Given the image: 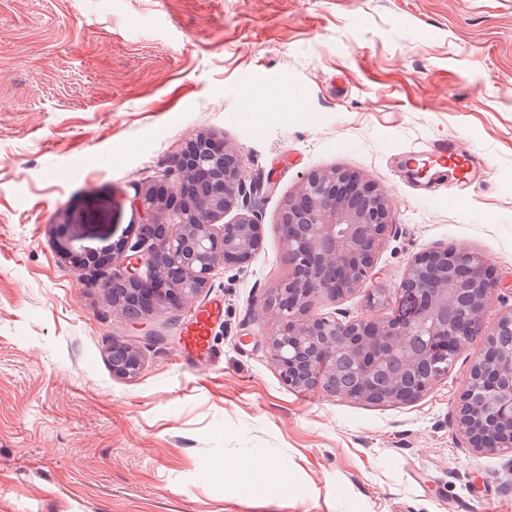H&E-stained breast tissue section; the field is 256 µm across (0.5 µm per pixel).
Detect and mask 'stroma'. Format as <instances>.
I'll return each mask as SVG.
<instances>
[{
  "instance_id": "obj_1",
  "label": "stroma",
  "mask_w": 512,
  "mask_h": 512,
  "mask_svg": "<svg viewBox=\"0 0 512 512\" xmlns=\"http://www.w3.org/2000/svg\"><path fill=\"white\" fill-rule=\"evenodd\" d=\"M201 133L237 151L263 246L153 316L170 339L116 377L112 343L138 330L85 256L136 239V190ZM439 139L480 158L467 188L399 167ZM333 168L392 201L389 302L314 312L394 315L407 265L447 246L489 260L488 321L511 310L512 0H0V512H512V455L455 424L474 347L406 404L295 389L270 359L258 310L291 273L277 220ZM215 298L216 356L182 364L181 328ZM233 460L288 482L242 484Z\"/></svg>"
}]
</instances>
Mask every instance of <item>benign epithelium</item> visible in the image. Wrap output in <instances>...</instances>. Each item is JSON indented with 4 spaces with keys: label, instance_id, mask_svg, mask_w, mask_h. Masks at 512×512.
<instances>
[{
    "label": "benign epithelium",
    "instance_id": "obj_1",
    "mask_svg": "<svg viewBox=\"0 0 512 512\" xmlns=\"http://www.w3.org/2000/svg\"><path fill=\"white\" fill-rule=\"evenodd\" d=\"M166 176L171 199L152 189L132 199L152 234L96 264L124 286L112 306L132 321L200 295L216 269L249 262L263 244L233 148L198 135ZM394 219L390 198L356 172L314 170L302 179L278 218L293 273L276 289L279 304L261 308L276 319L271 358L290 387L316 382L334 397L403 404L423 396L481 335L457 427L477 451L511 454L512 310L485 328L497 285L484 256L445 247L415 257L397 288L402 310L391 317L339 321L312 311L316 298L336 300L377 279V252ZM112 354L115 375L140 373L138 344L116 342Z\"/></svg>",
    "mask_w": 512,
    "mask_h": 512
}]
</instances>
